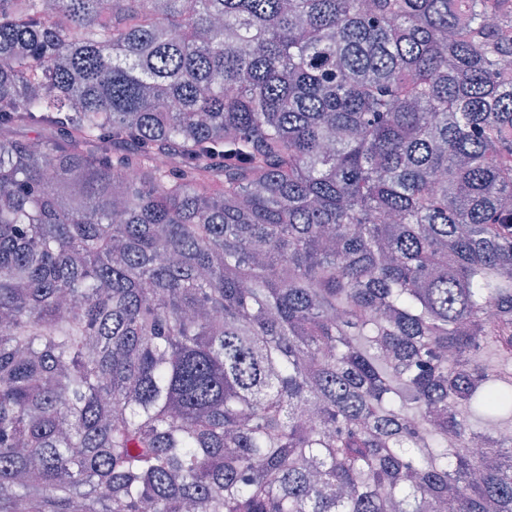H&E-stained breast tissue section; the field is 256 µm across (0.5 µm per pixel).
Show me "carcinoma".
I'll list each match as a JSON object with an SVG mask.
<instances>
[{
  "label": "carcinoma",
  "mask_w": 512,
  "mask_h": 512,
  "mask_svg": "<svg viewBox=\"0 0 512 512\" xmlns=\"http://www.w3.org/2000/svg\"><path fill=\"white\" fill-rule=\"evenodd\" d=\"M510 357L512 0H0V512H512Z\"/></svg>",
  "instance_id": "obj_1"
}]
</instances>
